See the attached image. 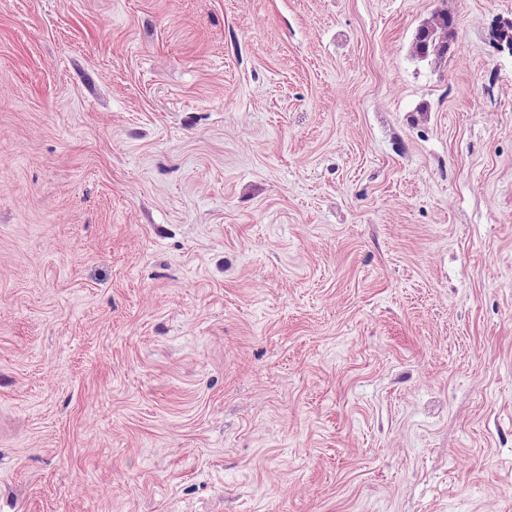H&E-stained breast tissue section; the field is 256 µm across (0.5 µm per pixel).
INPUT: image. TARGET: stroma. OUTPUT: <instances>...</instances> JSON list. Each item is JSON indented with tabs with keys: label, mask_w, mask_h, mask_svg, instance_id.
Returning <instances> with one entry per match:
<instances>
[{
	"label": "stroma",
	"mask_w": 512,
	"mask_h": 512,
	"mask_svg": "<svg viewBox=\"0 0 512 512\" xmlns=\"http://www.w3.org/2000/svg\"><path fill=\"white\" fill-rule=\"evenodd\" d=\"M499 18L0 0V512H512ZM454 16L448 12L437 13L424 23L415 38V52L421 58L440 56L450 48L453 39Z\"/></svg>",
	"instance_id": "stroma-1"
}]
</instances>
